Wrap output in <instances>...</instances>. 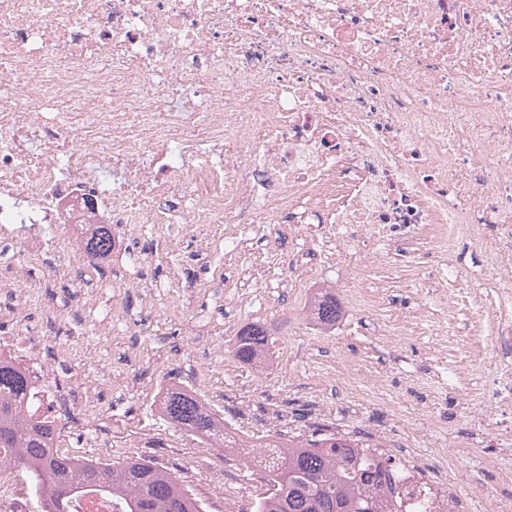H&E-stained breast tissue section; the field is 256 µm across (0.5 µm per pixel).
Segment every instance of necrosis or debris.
I'll return each instance as SVG.
<instances>
[{"label":"necrosis or debris","mask_w":512,"mask_h":512,"mask_svg":"<svg viewBox=\"0 0 512 512\" xmlns=\"http://www.w3.org/2000/svg\"><path fill=\"white\" fill-rule=\"evenodd\" d=\"M79 224H208L228 256L277 227L336 269L328 346L359 316L453 347L471 311L495 352L478 390L512 412V0H0V235L71 251ZM417 250L407 288L441 317L385 322L367 283ZM327 267L228 303L281 288L312 327ZM370 453L403 482L386 512H468L454 451Z\"/></svg>","instance_id":"obj_1"}]
</instances>
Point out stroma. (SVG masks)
I'll list each match as a JSON object with an SVG mask.
<instances>
[{
  "mask_svg": "<svg viewBox=\"0 0 512 512\" xmlns=\"http://www.w3.org/2000/svg\"><path fill=\"white\" fill-rule=\"evenodd\" d=\"M39 248L35 239L22 246L0 237V279H12L22 262L27 279L41 284L39 293L22 309L0 296V336L19 331L35 337V344L17 350L16 356L30 368L53 365L70 402L69 413L58 419L63 430L79 428L81 397L91 393L98 398L100 443L75 446L76 454L98 456L111 443L133 445L135 457L155 462L207 501L212 498L211 475H225L244 490V499L233 505L235 512H244L250 499L266 490L260 471L189 447L180 429L150 410L160 381L182 383L197 368H207L210 391L205 401L223 411L234 426L260 442L277 433L308 437L327 426L315 400L326 391L322 374L328 361L366 357L383 377L385 402L360 407L337 394L332 418L363 438L401 427L423 435V449L431 451L435 439L426 435L422 421L433 399L421 390L432 365L428 337L395 351L380 350L370 324L327 351L311 337L296 335L297 307L283 300L271 310L245 309L237 316L240 325L266 327L272 344L288 339V359L269 355V375L261 384L253 368L235 362L236 332L224 327L232 314L224 304V279L249 266L257 244H250L249 255L229 260L223 247L214 244L210 226L200 225L187 234L173 224L165 235L126 242L119 252L91 265L72 267L61 278L52 274L62 261L60 254H43ZM148 288L155 291L152 308L143 297ZM172 295L178 296L179 309L170 314L166 304ZM117 301L126 306L134 324L101 340L93 329L109 321ZM76 338L89 344L94 361L83 364L61 357V348ZM472 392V385H463L448 402L449 440L468 444L478 436L512 443V416H500L483 400L473 398ZM466 489L472 512H502L512 506V483L473 477Z\"/></svg>",
  "mask_w": 512,
  "mask_h": 512,
  "instance_id": "1",
  "label": "stroma"
}]
</instances>
